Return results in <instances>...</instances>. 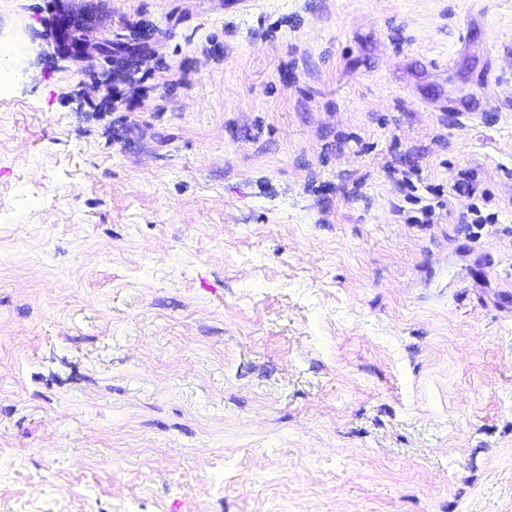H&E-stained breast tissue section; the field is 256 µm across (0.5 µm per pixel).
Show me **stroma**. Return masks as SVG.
<instances>
[{"instance_id":"35a3bbf8","label":"stroma","mask_w":512,"mask_h":512,"mask_svg":"<svg viewBox=\"0 0 512 512\" xmlns=\"http://www.w3.org/2000/svg\"><path fill=\"white\" fill-rule=\"evenodd\" d=\"M1 41L0 512H512V0Z\"/></svg>"}]
</instances>
